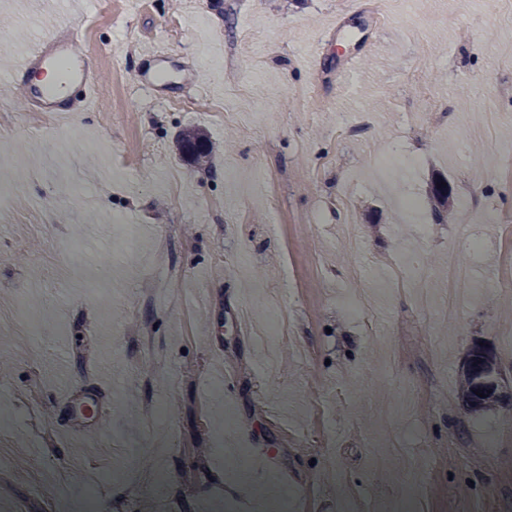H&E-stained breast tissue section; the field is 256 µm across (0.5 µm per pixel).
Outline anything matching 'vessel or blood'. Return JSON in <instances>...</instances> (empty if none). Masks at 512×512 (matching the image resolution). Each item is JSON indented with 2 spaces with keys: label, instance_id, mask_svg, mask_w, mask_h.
Segmentation results:
<instances>
[{
  "label": "vessel or blood",
  "instance_id": "1",
  "mask_svg": "<svg viewBox=\"0 0 512 512\" xmlns=\"http://www.w3.org/2000/svg\"><path fill=\"white\" fill-rule=\"evenodd\" d=\"M42 65L53 69L63 68V80L78 84L81 88V96L75 102L61 100L55 86L49 83L38 88L25 87L26 97L40 101L52 114L65 117L77 111L79 107L87 106L96 78L89 73L81 58L69 45L51 46L41 40L30 41L14 68V74L19 77Z\"/></svg>",
  "mask_w": 512,
  "mask_h": 512
}]
</instances>
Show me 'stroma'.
<instances>
[{
    "instance_id": "35a3bbf8",
    "label": "stroma",
    "mask_w": 512,
    "mask_h": 512,
    "mask_svg": "<svg viewBox=\"0 0 512 512\" xmlns=\"http://www.w3.org/2000/svg\"><path fill=\"white\" fill-rule=\"evenodd\" d=\"M0 14V172L18 186L0 209V311L36 304L41 325L0 331L15 424L0 435V496L16 512H46L58 468L102 479L71 485L70 512L156 498L215 512L230 493L242 512L282 494L300 512H341L354 495L394 512L413 468L424 512H512V414L458 399L478 343L512 388V292L495 286L512 272V178L495 164L512 153V21L480 0H0ZM71 23L97 78L91 107L35 121L40 104L10 73L29 40ZM187 98L198 107L175 109ZM189 130L207 141L203 164L181 154ZM390 153L401 164L383 184ZM439 177L455 208L474 192L501 223H435ZM127 237L133 249L115 248ZM452 246L485 284L455 319L404 286L375 293L409 254L441 294ZM352 295L369 296L376 332L347 313ZM277 308L285 337L259 343ZM238 447L286 480L240 489L224 464Z\"/></svg>"
}]
</instances>
